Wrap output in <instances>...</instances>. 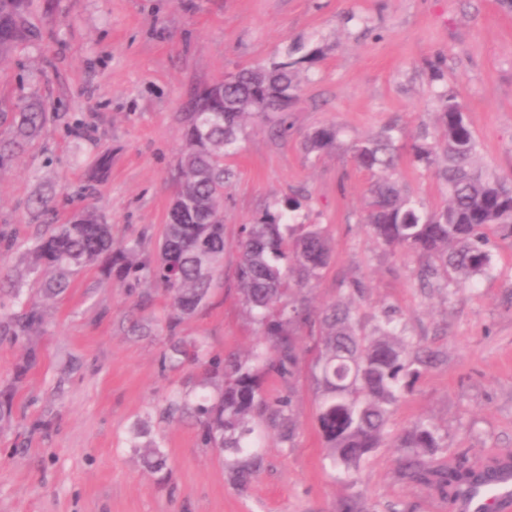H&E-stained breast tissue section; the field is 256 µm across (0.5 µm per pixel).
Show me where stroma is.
<instances>
[{
  "label": "stroma",
  "mask_w": 512,
  "mask_h": 512,
  "mask_svg": "<svg viewBox=\"0 0 512 512\" xmlns=\"http://www.w3.org/2000/svg\"><path fill=\"white\" fill-rule=\"evenodd\" d=\"M34 14L42 38L0 65V111L34 98L62 119L0 167V234L16 242L0 258V277L35 285L23 254L37 234L29 203L38 194L49 197L55 223L90 205L117 242L142 236L154 253L189 94L297 46L305 61L293 100L284 113L249 118L227 160L235 176L224 189V266L207 307L179 334L213 354L251 350L259 332L235 286L237 232L301 191L298 222L322 225L333 246L329 267L305 290L312 308L348 299L360 283L362 312L396 309L440 361L422 371L349 482L325 457L309 366L290 386L267 377L269 399L292 397L295 434L285 440L254 417L260 461L242 489L230 457L205 447L192 419L161 415L173 395H199L202 379L198 367L161 366L163 292L85 269L46 304L34 335L39 362L19 386L12 421L0 424V512H337L346 499L366 512H448L435 490L403 476L398 434L432 423L438 463L512 456V243L494 249L492 275L421 287L417 258L389 250L366 226L373 177L352 151L401 128L395 179L427 208L444 206L445 187L414 162L412 147L434 143L449 94L480 165L512 180V9L499 0H36ZM434 62L441 78L431 75ZM325 125L338 131L335 147L307 153V135ZM104 153L107 180L81 196L87 161ZM133 313L151 319L149 335L126 334ZM138 423L161 439L167 473L147 470L131 448Z\"/></svg>",
  "instance_id": "obj_1"
}]
</instances>
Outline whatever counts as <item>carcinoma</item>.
<instances>
[{"mask_svg":"<svg viewBox=\"0 0 512 512\" xmlns=\"http://www.w3.org/2000/svg\"><path fill=\"white\" fill-rule=\"evenodd\" d=\"M34 2L0 0V62L38 40L39 29L31 22ZM302 63L303 58L289 53L269 68L241 69L209 84L191 99L185 144L175 168L176 192L155 257L144 253L141 240L115 244L112 225L94 209L83 210L66 224L45 225L27 253L30 269L38 274L36 292L25 297L20 286L5 288L0 282V340L27 345L14 386L0 390V422L11 418L15 386L37 362L30 341L44 322V302L65 295L80 270L101 264L109 277L157 284L174 311L172 330L206 304L226 247L224 187L234 171L224 165V158L237 152L246 118L265 114L268 106L285 107L298 87ZM46 123L39 101L17 104L10 136L0 139V167ZM336 139V129L325 126L307 138L305 149L319 153ZM352 150L358 167L374 177L367 215L372 234L391 249L417 256L421 281L435 279L446 288L450 280L460 283L486 274L493 265L491 238L512 241V183L477 166V141L454 100L442 102L434 146L412 147L416 162L437 165L448 192L446 204L434 212L423 211L390 178L400 161L393 129L356 143ZM109 168L108 156H98L88 166V181L104 182ZM304 201L300 194L288 196L274 202L256 222L240 225L237 285L244 307L260 326L261 341L246 357L222 358L208 356L201 342H172L162 355V366L205 362L202 386L213 387L214 394L195 402L174 400L166 413H191L205 446L242 455L255 445L252 417L269 408L266 377L291 380L304 355L315 348L311 369L321 389L319 433L332 466L352 480L361 461L380 447L392 410L411 381L433 366L437 355L417 347L392 310L382 311L369 325L357 308L342 300L319 313L311 309L301 288L321 277L332 248L321 225L291 222L290 213ZM291 407L288 395L271 413L272 424L288 427L290 440L295 427L286 410ZM131 447L142 449L151 471L166 467L162 445L150 437L146 425L135 428ZM396 447L407 449L404 476L433 488L450 507L498 470L497 457L482 470L466 457L446 464L425 458L438 447V432L422 420L399 435Z\"/></svg>","mask_w":512,"mask_h":512,"instance_id":"1","label":"carcinoma"}]
</instances>
